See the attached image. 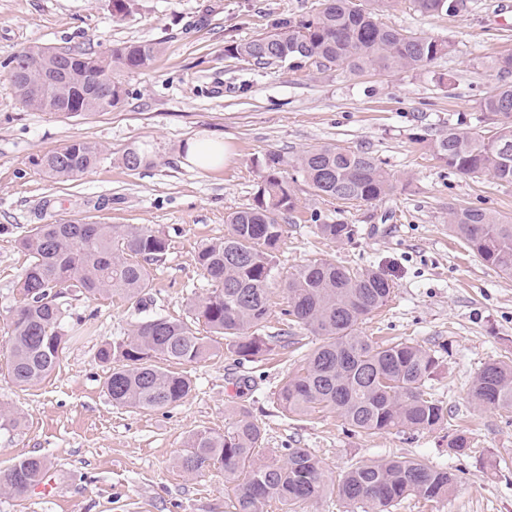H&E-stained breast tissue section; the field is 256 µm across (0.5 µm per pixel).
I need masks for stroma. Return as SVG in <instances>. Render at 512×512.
Instances as JSON below:
<instances>
[{
	"instance_id": "1",
	"label": "stroma",
	"mask_w": 512,
	"mask_h": 512,
	"mask_svg": "<svg viewBox=\"0 0 512 512\" xmlns=\"http://www.w3.org/2000/svg\"><path fill=\"white\" fill-rule=\"evenodd\" d=\"M461 0L457 13L423 16L411 0L381 15L390 27L451 41L454 50L430 67L403 71L343 68L317 73L297 66L260 69L227 57L225 45L270 32L277 21L311 18L319 0H129L123 18L112 0H0V407L19 414L0 430V472L25 455L44 458L54 497L32 488L23 499L0 490V512H232L224 472L188 474L177 465L187 436L223 432L239 406L265 431L261 458L309 449L329 479L360 461L423 457L459 477L448 499L408 498L391 512H512V418L477 407L469 396L477 372L512 351V276L474 255L448 230L449 205L512 219V184L460 175L435 160L428 142L460 120L481 134V103L512 82L493 62L512 54V17L500 2ZM118 41H152L161 53L144 72L126 74L118 108L63 119L24 107L5 64L34 44L103 52ZM224 138L233 157L204 172L187 163L184 144L202 133ZM73 141L97 144L101 160L80 177L55 182L37 156ZM147 145L151 165L127 169L122 156ZM336 144L371 152L389 172L382 201L348 205L313 196L291 180L296 207L278 256L285 272L320 260L374 268L394 285L387 306L361 324L376 341L411 340L436 351V400L447 425L361 437L336 413L290 417L275 393L300 368L303 351L253 361L221 352L188 366L193 391L173 410L134 412L104 391L108 365L99 346L126 337L139 314L119 295L67 294L64 307L82 320L45 381L18 387L8 376L7 326L20 302L17 282L30 262L18 239L31 226L80 219L145 225L169 249L151 270L154 314L185 320L209 289L194 256L223 238L227 215L247 206L268 155L288 158ZM355 225L338 244L317 236L318 223ZM467 428L469 455L448 451L453 430Z\"/></svg>"
}]
</instances>
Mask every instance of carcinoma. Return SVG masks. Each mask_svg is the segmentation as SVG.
<instances>
[{
    "label": "carcinoma",
    "mask_w": 512,
    "mask_h": 512,
    "mask_svg": "<svg viewBox=\"0 0 512 512\" xmlns=\"http://www.w3.org/2000/svg\"><path fill=\"white\" fill-rule=\"evenodd\" d=\"M428 16L457 11L459 0H412ZM393 0H321L309 20L278 24L268 35L232 42L224 54L265 69L296 60L324 73L339 66L351 74L367 69L405 70L431 66L448 55L452 43L383 24L380 12ZM34 45L13 54L9 79L18 100L27 108L78 119L108 112L122 103L120 76L149 69L160 52L157 42L130 41L95 55L83 50ZM109 58L112 103L83 81L84 71ZM482 110L494 119L485 135L476 136L448 125V132L429 144L432 156L464 176L487 173L512 184V85L494 88ZM101 148L73 141L36 157L33 164L48 178L66 182L91 171ZM146 148L134 146L123 164L135 170L148 163ZM289 166L321 198L347 204L372 203L386 197L390 176L370 152L333 144L311 148L288 161L269 156L252 203L230 213L224 238L202 244L195 263L210 282L209 292L191 304V319L158 315L141 318L127 336L105 342L98 350L110 365L104 388L112 404L143 412L182 405L193 390L180 370L217 355L212 336L224 337V349L243 359L261 358L287 349L292 339L263 336L261 328L271 306V286L279 277V243L284 222L295 199L283 176ZM320 237L350 241L354 226L340 221L314 225ZM448 228L483 262L512 275V222L470 207L448 209ZM30 263L18 281L21 303L11 322L12 382L28 386L47 380L56 369L65 345L79 328L67 321L59 302L63 292L89 296L119 294L132 306H144L150 265L162 260L167 239L139 225L62 222L36 224L20 239ZM289 321L301 324L320 343L307 353L305 364L287 377L277 403L288 414L308 416L331 411L369 436L393 429L433 430L448 422V410L435 400L430 382L439 361L430 350L411 341L378 343L359 332V325L386 305L393 286L372 269H355L328 261L303 265L288 275ZM471 399L484 408L512 413V355L486 364L475 376ZM264 431L247 407L217 434L191 433L178 466L196 474L209 467L224 470L233 484L235 512H264L274 501L296 508L330 492L362 512H390L414 496L436 502L450 495L456 474L421 458H392L362 462L335 482H328L319 461L307 448H289L285 459L257 461ZM456 455L471 451L468 432L458 430L448 440ZM47 462L35 456L17 459L12 479L0 488L15 497L37 486Z\"/></svg>",
    "instance_id": "carcinoma-1"
}]
</instances>
